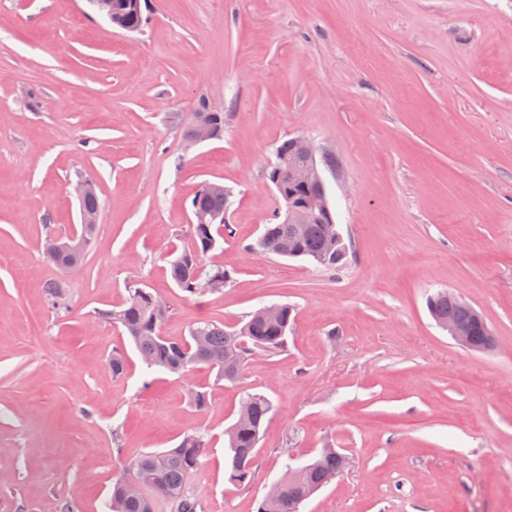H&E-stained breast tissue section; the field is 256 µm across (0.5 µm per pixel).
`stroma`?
Instances as JSON below:
<instances>
[{"mask_svg": "<svg viewBox=\"0 0 512 512\" xmlns=\"http://www.w3.org/2000/svg\"><path fill=\"white\" fill-rule=\"evenodd\" d=\"M142 3L125 32L89 0H0V512H101L131 458L192 429L209 439L197 512H256L284 453L328 444L348 465L302 512H512V0ZM202 98L224 136L190 147ZM295 136L318 149L349 247L333 274L247 250L276 221L265 173ZM81 180L98 233L64 272L42 244L79 233ZM205 182L232 193V234L206 262L233 281L190 298L169 260ZM50 280L67 285L66 316L44 303ZM132 281L164 299L174 338L288 304V348L233 384L149 370L94 317ZM440 289L484 315L493 349L436 325ZM246 391L273 410L238 484L225 431Z\"/></svg>", "mask_w": 512, "mask_h": 512, "instance_id": "stroma-1", "label": "stroma"}]
</instances>
